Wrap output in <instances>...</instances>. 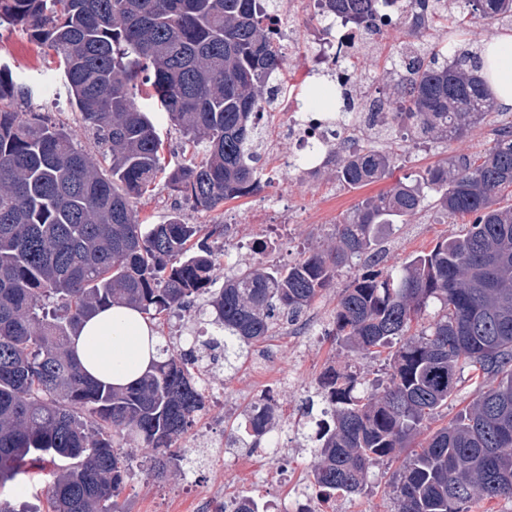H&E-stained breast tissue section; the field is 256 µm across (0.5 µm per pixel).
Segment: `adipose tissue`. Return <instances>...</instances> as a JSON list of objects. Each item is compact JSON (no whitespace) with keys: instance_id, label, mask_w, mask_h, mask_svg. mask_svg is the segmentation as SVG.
Returning a JSON list of instances; mask_svg holds the SVG:
<instances>
[{"instance_id":"obj_1","label":"adipose tissue","mask_w":512,"mask_h":512,"mask_svg":"<svg viewBox=\"0 0 512 512\" xmlns=\"http://www.w3.org/2000/svg\"><path fill=\"white\" fill-rule=\"evenodd\" d=\"M479 75L499 105L512 107V35L484 42L477 50ZM159 336L138 310L116 304L85 320L70 348L95 379L115 387L137 382L157 357Z\"/></svg>"}]
</instances>
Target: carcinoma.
I'll return each instance as SVG.
<instances>
[{"mask_svg":"<svg viewBox=\"0 0 512 512\" xmlns=\"http://www.w3.org/2000/svg\"><path fill=\"white\" fill-rule=\"evenodd\" d=\"M320 0L379 35L383 7L416 43L377 133L336 160V181L357 189L387 178L394 146L448 142L492 125L499 113L469 49L448 50L415 20L512 24V0ZM283 0H0V27L57 56L70 102L107 146L109 169L64 126L12 108L25 85L0 64V512H42L12 503L9 487L47 477V512H123L118 502L139 448H150L157 482L189 465L175 447L205 409L200 371L293 323L341 273L332 315L336 345L379 363L370 379L349 365L319 382L304 434L325 498L353 497L370 470L412 446L469 377L464 412L430 432L389 484L395 512H471L512 500V122L492 145L396 182L361 200L334 225L333 246L289 266L259 262L212 287L218 255L208 240L224 224H189L174 212L138 219L131 197L164 176L170 191L212 212L260 183L262 135L255 112L280 92L284 56L266 20ZM335 111L351 112L336 81ZM167 114L188 161L168 167L142 105ZM447 218L473 216L465 233L438 241L400 266L377 268L382 235L429 202ZM205 298L218 335L188 348L159 344L160 360L123 389L88 377L70 334L115 303L150 320L191 312ZM276 420L231 429L226 443L260 448Z\"/></svg>","mask_w":512,"mask_h":512,"instance_id":"cac0c4a2","label":"carcinoma"}]
</instances>
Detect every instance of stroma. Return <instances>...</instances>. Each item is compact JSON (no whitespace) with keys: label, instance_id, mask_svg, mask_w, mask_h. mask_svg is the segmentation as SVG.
<instances>
[{"label":"stroma","instance_id":"1","mask_svg":"<svg viewBox=\"0 0 512 512\" xmlns=\"http://www.w3.org/2000/svg\"><path fill=\"white\" fill-rule=\"evenodd\" d=\"M410 40L399 23L383 29L372 53L358 59L356 68L369 79V91L374 96L392 93L397 81L389 71V59L404 48ZM47 47L30 41L14 30L0 27V63L8 64L23 80L39 79L43 91L26 104H19V111L46 112L72 134L77 145L96 159H104L106 151L92 131L84 127L78 111L71 106L66 86L58 72L48 70ZM489 128L474 129L467 138L450 143L421 144L403 148L390 179H385L360 189L339 185L334 171H326L316 179H308L292 172L268 187L270 193L279 195L288 203L286 222L278 231V243L270 252L253 253L238 250V239L258 233L259 225H236L232 235L215 240L213 247L220 255L216 277L225 271L243 268L258 262H271L288 266L297 262L304 251L314 246L328 244L337 219L351 210L363 198L389 187L391 181L420 179L426 170L449 157L470 154L490 145ZM262 193L231 200L213 212L194 210L187 203L170 193L164 181H157L149 192L136 197L133 207L140 218L156 224L172 212H179L193 224H223L233 214L259 211L260 217L273 221V212L264 210ZM470 219L466 216L440 218L434 209H426L400 225L398 230L386 235L381 244L383 265H402L412 254L426 251L440 239L460 233ZM345 278H338L335 286L327 288L308 311L316 320L311 341L297 345L290 341V324H281L276 335L255 346L247 359L241 360L236 371L227 373L217 369L209 379L223 386L231 403L230 409L207 405L192 429L190 436L181 442L189 449L193 463L186 472L171 475L165 486L159 487L139 471L127 481L119 498L125 512H188L192 495L209 493L216 500H223L226 493L251 490L253 495L265 500L283 497V486L271 483L246 487L239 468L219 456L218 446L234 423L236 414L252 401L267 372H280L296 376L297 385L275 386L272 392L280 412V424L285 431H293L303 420L305 404L320 376L330 368L338 369L355 364L367 371V359H352L350 354L336 346L331 336V315L336 306ZM399 461L378 465L370 476L369 486L362 494L354 496L352 512H394L388 483Z\"/></svg>","mask_w":512,"mask_h":512}]
</instances>
